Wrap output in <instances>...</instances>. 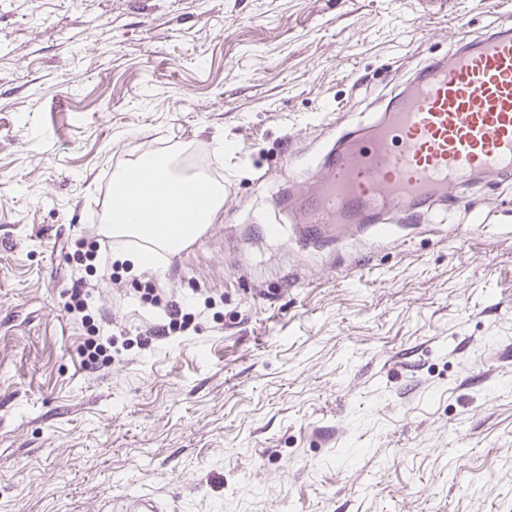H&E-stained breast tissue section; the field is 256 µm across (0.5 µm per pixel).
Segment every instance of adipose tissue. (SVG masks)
<instances>
[{
  "label": "adipose tissue",
  "instance_id": "1",
  "mask_svg": "<svg viewBox=\"0 0 512 512\" xmlns=\"http://www.w3.org/2000/svg\"><path fill=\"white\" fill-rule=\"evenodd\" d=\"M140 176L118 175L108 233L154 240L176 253L213 223L224 205L223 187L205 176H182L166 158L141 162Z\"/></svg>",
  "mask_w": 512,
  "mask_h": 512
}]
</instances>
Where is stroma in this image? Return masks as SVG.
I'll use <instances>...</instances> for the list:
<instances>
[{"mask_svg": "<svg viewBox=\"0 0 512 512\" xmlns=\"http://www.w3.org/2000/svg\"><path fill=\"white\" fill-rule=\"evenodd\" d=\"M490 0H0V512H512V182L304 253L261 175L368 119ZM225 142L217 155V142ZM206 157L224 207L68 313L113 174ZM492 213L493 223L476 224ZM195 313L164 320L146 281ZM110 365L83 367L91 333ZM165 307L166 316L169 319L168 324L160 326L158 330H147L146 333L149 336H145L143 342H148L149 338L152 340V337L167 336L170 333L184 332L189 329L192 324L191 313H183L182 309L176 305L167 304Z\"/></svg>", "mask_w": 512, "mask_h": 512, "instance_id": "stroma-1", "label": "stroma"}]
</instances>
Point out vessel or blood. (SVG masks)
Here are the masks:
<instances>
[{
    "mask_svg": "<svg viewBox=\"0 0 512 512\" xmlns=\"http://www.w3.org/2000/svg\"><path fill=\"white\" fill-rule=\"evenodd\" d=\"M512 180V27L480 36L458 23L447 54L425 64L379 109L365 134L337 125L304 168L288 166L271 194L302 249L333 251L366 229L414 230L436 207H464L449 186L480 174Z\"/></svg>",
    "mask_w": 512,
    "mask_h": 512,
    "instance_id": "1",
    "label": "vessel or blood"
}]
</instances>
